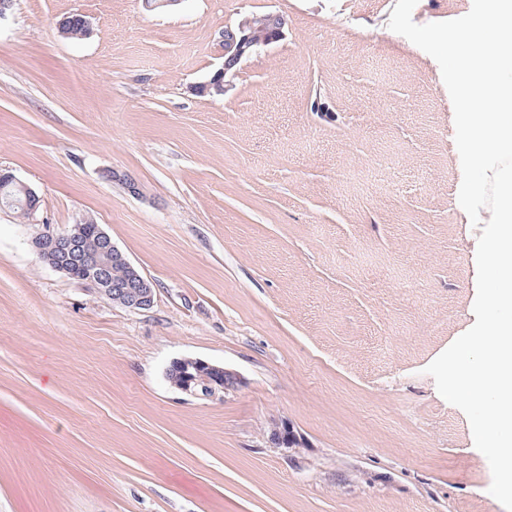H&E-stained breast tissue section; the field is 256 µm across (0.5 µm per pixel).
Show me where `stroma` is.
<instances>
[{
	"mask_svg": "<svg viewBox=\"0 0 512 512\" xmlns=\"http://www.w3.org/2000/svg\"><path fill=\"white\" fill-rule=\"evenodd\" d=\"M397 0H16L0 20V512H505L426 367L476 317L437 62ZM284 17L224 95L243 17ZM83 15L90 33L59 34ZM131 173L138 193L108 180ZM90 219L152 282L132 312L29 241ZM238 371L192 398L171 361ZM289 423L303 445L275 448ZM264 13L252 15L256 18V25L262 24L258 29L261 34L264 31L265 20L268 16L267 34L258 37L254 27L253 18L250 16L241 19L235 26H225L220 32L219 43L222 48L224 62L211 78L196 88L197 93L209 96H221L231 86L237 74L240 63L262 48L269 47L280 41L285 35L286 22L278 14ZM264 20L262 23L261 21ZM7 183L27 204L29 216H34L39 206L40 198L36 192L25 183L17 180L15 176L6 170H0V183Z\"/></svg>",
	"mask_w": 512,
	"mask_h": 512,
	"instance_id": "obj_1",
	"label": "stroma"
}]
</instances>
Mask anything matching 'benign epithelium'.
<instances>
[{
    "instance_id": "obj_1",
    "label": "benign epithelium",
    "mask_w": 512,
    "mask_h": 512,
    "mask_svg": "<svg viewBox=\"0 0 512 512\" xmlns=\"http://www.w3.org/2000/svg\"><path fill=\"white\" fill-rule=\"evenodd\" d=\"M284 18L278 14L268 15L267 34L258 35L253 18L247 16L235 26H226L220 32L219 43L224 62L211 78L196 88L197 93L221 96L231 86L240 63L262 48L269 47L285 36ZM6 183L27 204L29 215L33 216L39 206L40 197L25 183L17 180L6 170H0V183ZM88 220L73 224L66 231H56L45 224L31 240V244L41 261L52 269L68 276L73 274V266L81 268L79 281L86 284L99 297L117 303L130 311L148 310L155 303V289L151 281L118 249L111 237L96 227L97 246L86 249L83 225ZM122 264L126 268L123 281L112 280V264ZM168 369L179 371L180 379L174 382L178 391L196 398H217L224 392L242 385L240 374L232 369L219 366L199 358L183 357L173 360ZM276 445L293 448L299 440L291 427L284 426L271 438Z\"/></svg>"
}]
</instances>
